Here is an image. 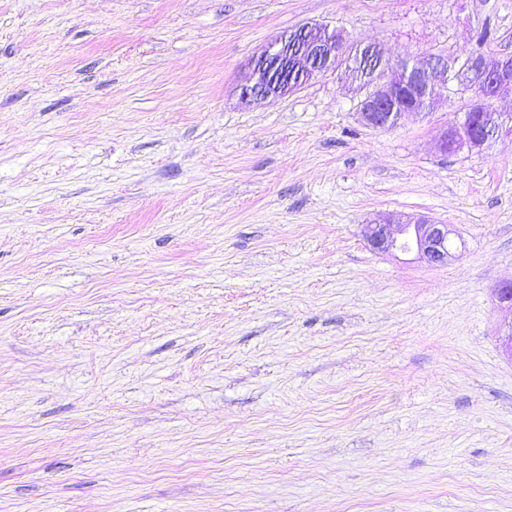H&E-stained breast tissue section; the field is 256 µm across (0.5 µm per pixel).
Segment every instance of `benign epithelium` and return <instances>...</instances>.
Here are the masks:
<instances>
[{
	"instance_id": "7a95c632",
	"label": "benign epithelium",
	"mask_w": 512,
	"mask_h": 512,
	"mask_svg": "<svg viewBox=\"0 0 512 512\" xmlns=\"http://www.w3.org/2000/svg\"><path fill=\"white\" fill-rule=\"evenodd\" d=\"M366 44L348 43L336 29L322 23H306L274 37L264 51L251 58L241 71L240 97L260 104L283 98L320 75L336 70V61L358 83V114L368 127L386 130L396 125L404 114L418 111L416 102L438 104L448 97V85L454 66L433 54L409 55L391 61L376 45L373 71L361 62ZM467 74L474 101L462 120L442 130V152H482L490 144L512 135V118L498 113L495 124L484 127V104L512 98V58L475 54L468 57ZM365 238L377 251L414 250L418 259L432 265L447 262L448 225L426 218L415 221L396 215L381 216L365 225Z\"/></svg>"
}]
</instances>
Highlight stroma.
I'll use <instances>...</instances> for the list:
<instances>
[{
    "mask_svg": "<svg viewBox=\"0 0 512 512\" xmlns=\"http://www.w3.org/2000/svg\"><path fill=\"white\" fill-rule=\"evenodd\" d=\"M307 22L512 55V0H0V512H512V137L439 151L467 90L242 101ZM407 237L413 238V248L404 245ZM365 238L377 251L414 250L418 259L432 265L444 264L452 256L448 251V225L424 217L411 221L396 215L381 216L365 225Z\"/></svg>",
    "mask_w": 512,
    "mask_h": 512,
    "instance_id": "stroma-1",
    "label": "stroma"
}]
</instances>
